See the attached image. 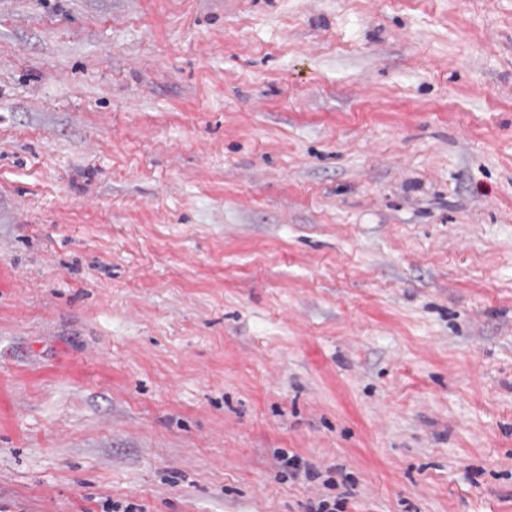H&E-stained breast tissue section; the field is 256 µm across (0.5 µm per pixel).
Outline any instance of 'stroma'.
<instances>
[{
    "label": "stroma",
    "mask_w": 512,
    "mask_h": 512,
    "mask_svg": "<svg viewBox=\"0 0 512 512\" xmlns=\"http://www.w3.org/2000/svg\"><path fill=\"white\" fill-rule=\"evenodd\" d=\"M323 502L512 512V0H0V512Z\"/></svg>",
    "instance_id": "stroma-1"
}]
</instances>
